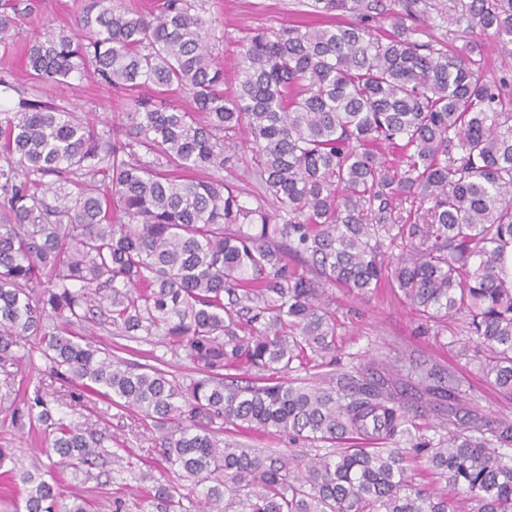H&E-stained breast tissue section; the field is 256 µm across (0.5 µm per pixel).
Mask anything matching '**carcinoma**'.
Listing matches in <instances>:
<instances>
[{
  "mask_svg": "<svg viewBox=\"0 0 512 512\" xmlns=\"http://www.w3.org/2000/svg\"><path fill=\"white\" fill-rule=\"evenodd\" d=\"M310 8L320 24L241 41L229 93L212 19L194 0H157L145 14L91 0L77 29L27 44L32 79L92 77L130 108L102 130L49 102L0 113V367L8 377L31 361L18 349L38 338L74 403L118 399L152 420L165 461L202 487L208 512H512V424L478 421L458 388L445 392L448 434L402 448L422 412L403 384L367 369L335 390L285 377L336 352L326 287L365 297L386 284L427 328L464 319L483 377L512 398V75L490 71L484 42L512 44V0ZM33 9L0 4L1 44ZM182 93L193 111L171 99ZM241 144L263 190L253 204L219 176ZM97 318L160 337L198 378L184 386L75 335ZM240 366L259 382L224 383ZM415 375L427 393L441 380L433 367ZM53 397L64 395L39 386L24 398L49 465L18 470L1 448L0 474L23 485L24 512H89L60 503L50 469L90 475L112 456L86 423L54 417ZM226 425L392 447L336 448L301 471L220 438ZM412 457L461 495L416 487ZM150 507L192 512L167 487Z\"/></svg>",
  "mask_w": 512,
  "mask_h": 512,
  "instance_id": "carcinoma-1",
  "label": "carcinoma"
}]
</instances>
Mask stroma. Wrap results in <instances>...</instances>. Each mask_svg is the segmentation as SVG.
<instances>
[{"mask_svg":"<svg viewBox=\"0 0 512 512\" xmlns=\"http://www.w3.org/2000/svg\"><path fill=\"white\" fill-rule=\"evenodd\" d=\"M89 0H36L30 22L23 26L9 48L0 47V75L8 74L13 90L0 95V107L7 109L18 97L39 102H55L77 108L96 122L119 120L125 110L124 101L111 88L93 79L69 78L48 87L29 79L22 62V52L30 39L51 31L70 29ZM307 0H208L216 20L215 36L211 40L215 58L224 66V86L233 88L237 78L239 41L250 32L275 30L301 20ZM331 308L340 325L336 338L337 362L320 366L309 361L296 377L308 385H335L353 369L377 362L387 365L398 379H406L409 370L423 361L436 363L447 377L458 385L463 397L480 416L493 421L512 422V399L500 395L483 379L475 361L460 356L458 349L468 340L462 321H449L442 334L423 335L418 330L419 319L410 305L387 290L375 291L368 298H358L345 289L332 291ZM85 335L101 346H110L114 356L127 361L153 363L160 361L162 369L177 381L188 382L195 375L192 364L184 357L173 355L149 336H122L104 325L88 324ZM31 364L15 371L13 405L0 404V448L18 449L19 468L29 467L39 456L40 443L35 428L28 419H16L13 409L24 406L23 394L42 385L49 390H62L60 380L53 378L48 363L29 341ZM55 416L80 420L90 418L94 429L109 436L110 451L125 459L124 464L110 465L107 475L88 477L82 473L60 469L56 472L63 499L78 495L88 500L94 512H112L113 499L126 501L130 512L147 507V492L153 485L174 486L181 496L197 499L200 487L179 479L169 470L157 446V433L150 421L131 408L100 400L91 408L57 403ZM225 438L237 441L259 452L309 459L332 451L329 443L290 442L288 437L263 431L235 432L225 430ZM151 471L152 479L141 480L142 471Z\"/></svg>","mask_w":512,"mask_h":512,"instance_id":"35a3bbf8","label":"stroma"}]
</instances>
